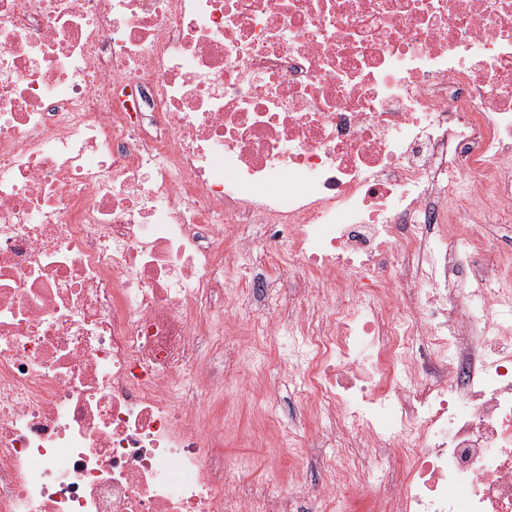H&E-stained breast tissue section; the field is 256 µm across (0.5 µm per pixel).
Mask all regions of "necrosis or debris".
Returning a JSON list of instances; mask_svg holds the SVG:
<instances>
[{
  "mask_svg": "<svg viewBox=\"0 0 512 512\" xmlns=\"http://www.w3.org/2000/svg\"><path fill=\"white\" fill-rule=\"evenodd\" d=\"M486 216L512 0H0V512H512ZM232 320L281 490L224 451ZM269 336L263 346L242 356L237 362V380L239 390L263 388L275 382L279 376L275 368L274 350L270 346ZM262 369V377L256 378V372Z\"/></svg>",
  "mask_w": 512,
  "mask_h": 512,
  "instance_id": "1",
  "label": "necrosis or debris"
}]
</instances>
